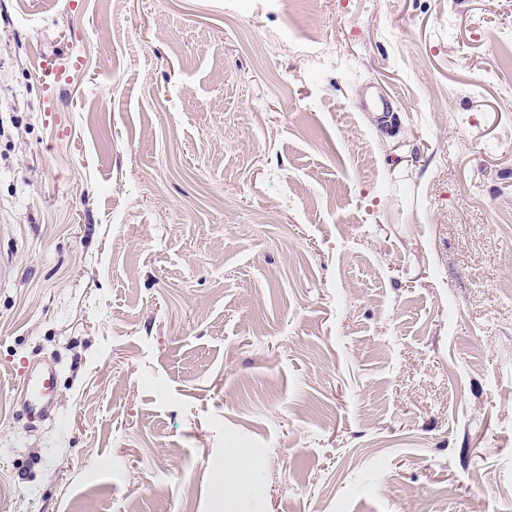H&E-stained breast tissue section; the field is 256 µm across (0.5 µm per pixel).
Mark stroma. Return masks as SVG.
Here are the masks:
<instances>
[{
	"label": "stroma",
	"mask_w": 512,
	"mask_h": 512,
	"mask_svg": "<svg viewBox=\"0 0 512 512\" xmlns=\"http://www.w3.org/2000/svg\"><path fill=\"white\" fill-rule=\"evenodd\" d=\"M507 34L512 0H0V512H217L242 447L233 512H512ZM73 46L59 141L35 58ZM20 376L14 388L15 407H21L31 423L49 420L58 399L55 363L52 360L29 362ZM250 469H247L237 459L235 454H230L225 463L224 479L219 477L214 480L215 494L218 498L231 499L237 495L238 491L243 486L251 485Z\"/></svg>",
	"instance_id": "stroma-1"
}]
</instances>
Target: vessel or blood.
Listing matches in <instances>:
<instances>
[{"instance_id":"b4317fda","label":"vessel or blood","mask_w":512,"mask_h":512,"mask_svg":"<svg viewBox=\"0 0 512 512\" xmlns=\"http://www.w3.org/2000/svg\"><path fill=\"white\" fill-rule=\"evenodd\" d=\"M73 62L74 55L70 52L41 56L36 73L49 97H56L69 83L67 71ZM55 381L56 366L50 360L28 363L26 369L21 371L14 404L22 408L29 422H43L52 417L58 399Z\"/></svg>"}]
</instances>
